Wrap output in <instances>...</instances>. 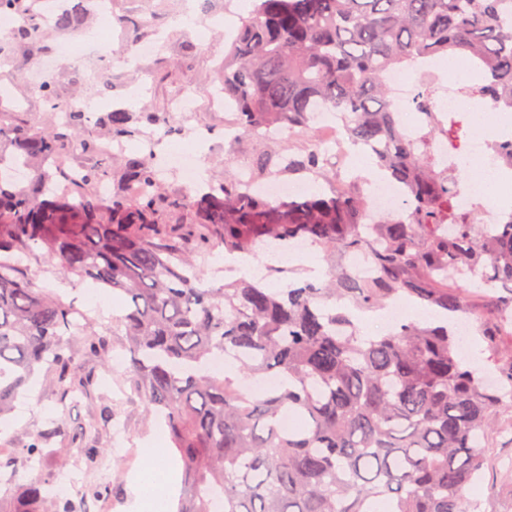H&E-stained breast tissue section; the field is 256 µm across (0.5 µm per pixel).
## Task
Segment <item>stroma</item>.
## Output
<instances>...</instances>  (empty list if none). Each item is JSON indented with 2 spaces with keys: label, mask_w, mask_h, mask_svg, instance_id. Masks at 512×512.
<instances>
[{
  "label": "stroma",
  "mask_w": 512,
  "mask_h": 512,
  "mask_svg": "<svg viewBox=\"0 0 512 512\" xmlns=\"http://www.w3.org/2000/svg\"><path fill=\"white\" fill-rule=\"evenodd\" d=\"M180 3L181 0H110L108 11L103 12L96 0H91L86 29H116L118 37L112 47L117 52H132L141 40L158 30L163 31L164 42L139 67L126 68L117 61L108 81L95 75L77 82L71 76L72 68L85 67L88 57L97 51L95 44H85L75 57L63 60L52 84L54 98L50 101L30 82L29 71L36 61L52 55L62 44L72 41L73 36L45 20L39 38L16 39L11 55L0 60V117L8 123L42 130L51 123L52 101L81 95L95 107L89 129L98 140L107 138L100 125L102 115L121 107L132 112L134 125L141 134L163 135L176 149L195 150L203 176L222 179L228 159L224 150V114L213 107L212 99L224 80L227 38L223 26L215 23L214 18L230 11L239 21L247 18L248 13L241 9L240 0H192L191 13L184 23L169 25L168 19ZM183 95L195 102L192 129L181 134L168 133V125L178 122L174 110L177 99ZM152 113L160 115V122L149 121ZM196 129L208 134L203 145L193 143L192 132ZM30 268L35 287L56 293L75 308L99 312L94 329L109 335L112 360L105 366L83 353L85 338L76 333L70 341L81 351V371L93 379V400H64L42 375L30 380L15 401L13 412L0 422V484L13 480L6 465L12 450L47 432L56 450L47 462L56 476L52 493L71 497L85 485H107L111 495L88 498L83 512H130L129 484L148 468L145 442L154 441L170 460H177L178 455L171 451L167 433L147 418L142 401L126 380L130 355L119 337L112 334V320L123 314L125 303L111 290L92 281L54 277L44 272L42 262H31ZM72 431L81 432L84 446L105 449L100 467L89 468L85 458L71 448L68 434ZM483 455L482 477L466 492V499L479 502L480 512H512V441L496 440L484 449Z\"/></svg>",
  "instance_id": "obj_1"
}]
</instances>
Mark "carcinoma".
<instances>
[{
	"label": "carcinoma",
	"mask_w": 512,
	"mask_h": 512,
	"mask_svg": "<svg viewBox=\"0 0 512 512\" xmlns=\"http://www.w3.org/2000/svg\"><path fill=\"white\" fill-rule=\"evenodd\" d=\"M86 0H68L53 26L82 29ZM224 55V97L238 115L236 141L261 130L296 132L294 152L264 149L254 177L286 173L323 180L321 195L273 200L246 190L236 170L197 191H165L145 157L124 158L121 189L103 201L101 167L72 181L62 155L86 125L83 112L40 131L0 122V162L28 165L18 187L0 178V415L27 378L44 368L62 394L87 391L78 350L109 362V345L61 297L35 287L21 259L43 255L62 278L91 279L120 294L127 312L112 335L131 353L127 374L146 411L163 425L183 469L174 512H470L465 491L480 478L482 449L502 433L501 388L460 355L446 325L410 322L366 336L348 302L376 309L407 294L432 310L481 323L491 360L512 381V212L486 230L455 204L454 171L438 170L428 139L461 157L466 114L428 113L412 137L394 111L385 72L459 53L481 67L467 88L512 110V0H253ZM438 85L423 78L412 107L427 109ZM319 112L338 116L349 141L371 151L378 169L408 195L406 216L376 218L363 181L348 177L310 137ZM132 113H106L112 140L137 134ZM189 209L191 229L162 222ZM301 241L328 262L316 285L282 288L245 276L206 284L215 251L285 252ZM367 255L376 276L356 279L344 265ZM226 354L230 377L210 371ZM275 374L257 397L240 383ZM50 453L36 438L6 462L15 483L0 486V512H78L31 478Z\"/></svg>",
	"instance_id": "carcinoma-1"
}]
</instances>
